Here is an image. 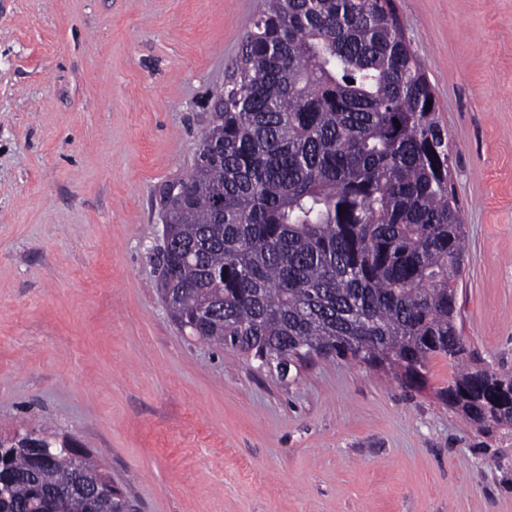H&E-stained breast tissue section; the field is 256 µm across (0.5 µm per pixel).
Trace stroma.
Segmentation results:
<instances>
[{
	"mask_svg": "<svg viewBox=\"0 0 512 512\" xmlns=\"http://www.w3.org/2000/svg\"><path fill=\"white\" fill-rule=\"evenodd\" d=\"M452 145L458 327L512 370V0H395ZM262 0H0V434L70 437L133 512H512V428L340 358L275 367L181 330L164 185Z\"/></svg>",
	"mask_w": 512,
	"mask_h": 512,
	"instance_id": "stroma-1",
	"label": "stroma"
}]
</instances>
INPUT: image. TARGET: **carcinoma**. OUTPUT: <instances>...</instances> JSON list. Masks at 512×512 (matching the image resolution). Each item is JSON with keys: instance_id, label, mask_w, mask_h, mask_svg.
<instances>
[{"instance_id": "carcinoma-1", "label": "carcinoma", "mask_w": 512, "mask_h": 512, "mask_svg": "<svg viewBox=\"0 0 512 512\" xmlns=\"http://www.w3.org/2000/svg\"><path fill=\"white\" fill-rule=\"evenodd\" d=\"M394 0H262L190 171L166 185L160 276L189 335L268 365L299 353L396 369L472 360L457 326L464 224L448 133ZM211 297L200 312V297ZM511 426L512 372L470 366L443 391ZM0 438V512H124L87 458Z\"/></svg>"}]
</instances>
